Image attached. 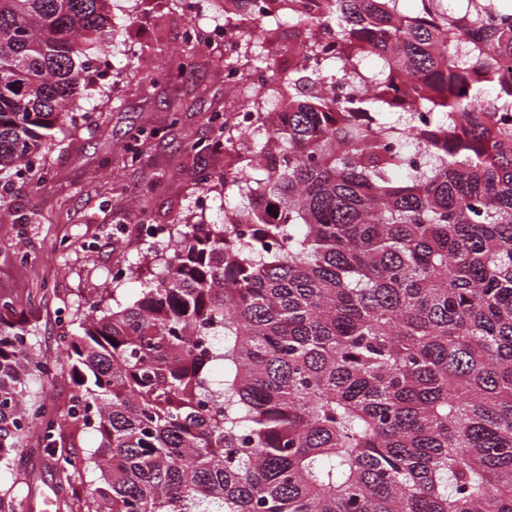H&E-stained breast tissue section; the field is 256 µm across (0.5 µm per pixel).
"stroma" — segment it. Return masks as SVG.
<instances>
[{"mask_svg": "<svg viewBox=\"0 0 512 512\" xmlns=\"http://www.w3.org/2000/svg\"><path fill=\"white\" fill-rule=\"evenodd\" d=\"M112 25L100 76L85 92L72 120L57 129L33 172L11 179L0 191V297L12 301L15 317L36 329L33 352L59 359L63 334L86 299L100 295L113 266L149 264L159 271L160 253L141 237L142 218L170 225L217 224L224 218L218 193L212 206L195 205L197 176L224 179L232 155L212 148V113L231 96L224 88L223 45H187L188 21L178 0H113ZM138 45L137 57L123 53ZM193 67L177 86L156 77L158 68ZM178 122H171V111ZM139 134V158L124 147ZM25 253L26 262L17 260ZM28 486L25 512H81L95 488L87 479H66L56 457L32 431L10 466L0 468V487Z\"/></svg>", "mask_w": 512, "mask_h": 512, "instance_id": "1", "label": "stroma"}]
</instances>
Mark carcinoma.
Returning a JSON list of instances; mask_svg holds the SVG:
<instances>
[{
    "instance_id": "carcinoma-1",
    "label": "carcinoma",
    "mask_w": 512,
    "mask_h": 512,
    "mask_svg": "<svg viewBox=\"0 0 512 512\" xmlns=\"http://www.w3.org/2000/svg\"><path fill=\"white\" fill-rule=\"evenodd\" d=\"M414 2L268 0L288 68L251 29L227 63L271 76L224 171L249 205L184 225L134 303L85 302L60 421L0 303V463L66 426L97 439L58 458L98 473L86 512H512V8ZM110 25L109 0H0V175L50 147ZM349 69L371 81L340 99Z\"/></svg>"
}]
</instances>
